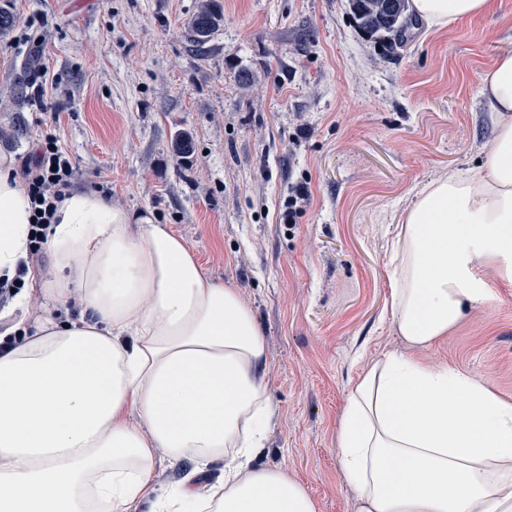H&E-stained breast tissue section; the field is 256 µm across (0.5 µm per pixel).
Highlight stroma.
I'll use <instances>...</instances> for the list:
<instances>
[{
  "label": "stroma",
  "instance_id": "35a3bbf8",
  "mask_svg": "<svg viewBox=\"0 0 512 512\" xmlns=\"http://www.w3.org/2000/svg\"><path fill=\"white\" fill-rule=\"evenodd\" d=\"M201 2L0 0L15 19L0 37V154L24 166L51 130L73 187L170 225L238 290L266 341L273 406L256 465L287 470L318 512H355L337 434L369 364L403 347L396 217L431 180L480 171L493 136L480 75L512 51V0L431 30L411 23L395 42L364 35L348 0H218L224 21L197 51L186 30ZM182 132L184 162L172 152ZM300 187L307 201L281 223ZM473 273L488 301L423 357L512 399V277L485 258Z\"/></svg>",
  "mask_w": 512,
  "mask_h": 512
}]
</instances>
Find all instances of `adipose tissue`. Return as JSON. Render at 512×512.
Masks as SVG:
<instances>
[{"instance_id":"ef3b65f1","label":"adipose tissue","mask_w":512,"mask_h":512,"mask_svg":"<svg viewBox=\"0 0 512 512\" xmlns=\"http://www.w3.org/2000/svg\"><path fill=\"white\" fill-rule=\"evenodd\" d=\"M491 0H410L428 25L485 14ZM494 115L484 170L432 180L402 212L390 278L406 349L365 370L337 447L356 512H512V402L426 362L487 290L474 261L512 274V51L481 76ZM32 206L0 155V277L27 261ZM52 273L0 311V512H318L282 470L253 466L269 401L266 344L237 289L211 278L184 238L73 189L46 230ZM190 464L172 492L160 457Z\"/></svg>"}]
</instances>
